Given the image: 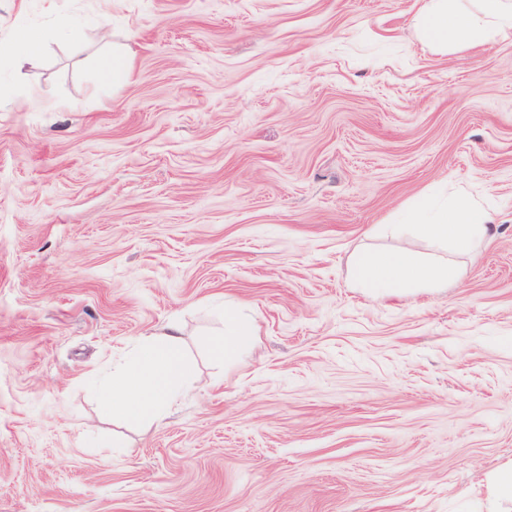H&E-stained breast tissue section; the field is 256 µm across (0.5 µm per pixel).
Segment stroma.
Returning <instances> with one entry per match:
<instances>
[{"label":"stroma","instance_id":"obj_1","mask_svg":"<svg viewBox=\"0 0 512 512\" xmlns=\"http://www.w3.org/2000/svg\"><path fill=\"white\" fill-rule=\"evenodd\" d=\"M418 8L0 0V512H512V33L441 55ZM458 188L480 254L361 288L364 251L434 253L390 227ZM173 323L188 390L111 414L97 381ZM245 336L247 334L238 314L234 311L229 312L224 320V338L216 345L217 352L222 359L224 358L225 364L234 362ZM489 492L500 500L512 501V464L496 470L487 477Z\"/></svg>","mask_w":512,"mask_h":512}]
</instances>
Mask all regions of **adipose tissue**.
<instances>
[{
    "label": "adipose tissue",
    "mask_w": 512,
    "mask_h": 512,
    "mask_svg": "<svg viewBox=\"0 0 512 512\" xmlns=\"http://www.w3.org/2000/svg\"><path fill=\"white\" fill-rule=\"evenodd\" d=\"M419 21L421 38L429 47L442 52L464 48L490 27L512 33V0H475L471 8L462 0H423ZM489 222L488 213L467 195L425 193L407 211L405 223L392 225L391 230H414L445 249L472 255L486 241ZM453 274L447 262L428 263L408 250L364 253L355 270L357 281L380 297L395 296L404 288H444ZM179 336V327L172 325L163 337L145 339L124 375L104 386L113 412L133 422L164 418L191 378Z\"/></svg>",
    "instance_id": "ef3b65f1"
}]
</instances>
